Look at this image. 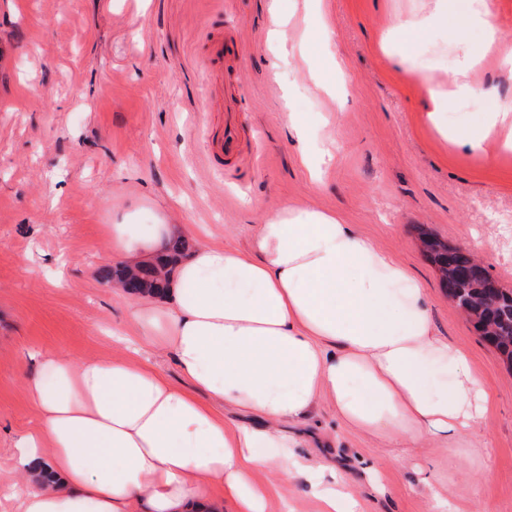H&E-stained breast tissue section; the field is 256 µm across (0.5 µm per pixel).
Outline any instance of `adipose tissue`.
<instances>
[{
  "mask_svg": "<svg viewBox=\"0 0 512 512\" xmlns=\"http://www.w3.org/2000/svg\"><path fill=\"white\" fill-rule=\"evenodd\" d=\"M449 0L396 19L401 73L425 84L430 123L472 152L512 149V103L465 127L444 112L470 93L469 48L453 83L436 81L415 44L454 25ZM152 224H116L112 250L146 263L169 238ZM145 341L172 355L184 379L123 359L35 356L25 383L40 423L14 440L1 489L17 512H266L258 472L298 478L322 512H358L344 469L299 451L293 428L329 405L345 426L391 443L432 437L469 448L491 396L467 352L439 336L411 270L334 214L283 207L257 225L248 248L198 244L159 300L136 305ZM449 385L432 387L434 366ZM237 412L216 416L212 403Z\"/></svg>",
  "mask_w": 512,
  "mask_h": 512,
  "instance_id": "1",
  "label": "adipose tissue"
}]
</instances>
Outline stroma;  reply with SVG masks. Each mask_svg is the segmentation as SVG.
I'll return each mask as SVG.
<instances>
[{
  "instance_id": "35a3bbf8",
  "label": "stroma",
  "mask_w": 512,
  "mask_h": 512,
  "mask_svg": "<svg viewBox=\"0 0 512 512\" xmlns=\"http://www.w3.org/2000/svg\"><path fill=\"white\" fill-rule=\"evenodd\" d=\"M271 0H0V479L15 437L39 424L24 382L30 355L73 361L128 357L110 334L143 335L134 300L98 270L119 261L114 224L170 212L180 236L246 248L283 206L356 225L404 263L425 291L437 333L463 346L493 405L472 432L478 461L435 440L395 448L343 429L329 408L303 429V451L348 472L359 512H435L420 491L441 473L451 512H512V371L449 301L419 239L427 231L479 254L512 289V152L463 156L427 122L425 86L379 49L396 17L430 0H319L323 38L305 35L306 0H281L285 40L273 38ZM233 38L238 107L262 136L248 166L242 141L222 170L207 162L224 124L226 90L208 44ZM417 55L449 82L458 36L438 29ZM474 91L455 101L463 124L512 100V70L487 55ZM306 113L316 141L333 144L312 179L284 126ZM267 512H319L304 485L269 478Z\"/></svg>"
}]
</instances>
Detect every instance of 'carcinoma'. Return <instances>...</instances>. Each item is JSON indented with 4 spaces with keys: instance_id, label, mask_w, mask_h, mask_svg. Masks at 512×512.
Returning <instances> with one entry per match:
<instances>
[{
    "instance_id": "carcinoma-1",
    "label": "carcinoma",
    "mask_w": 512,
    "mask_h": 512,
    "mask_svg": "<svg viewBox=\"0 0 512 512\" xmlns=\"http://www.w3.org/2000/svg\"><path fill=\"white\" fill-rule=\"evenodd\" d=\"M424 251L441 274L442 288L458 299L459 309L480 336L512 366V289L502 288L475 254L434 238H423ZM193 248L185 237L170 239L153 260L134 272L123 265L103 266L99 278L118 282L130 295H158L168 284L175 263Z\"/></svg>"
}]
</instances>
